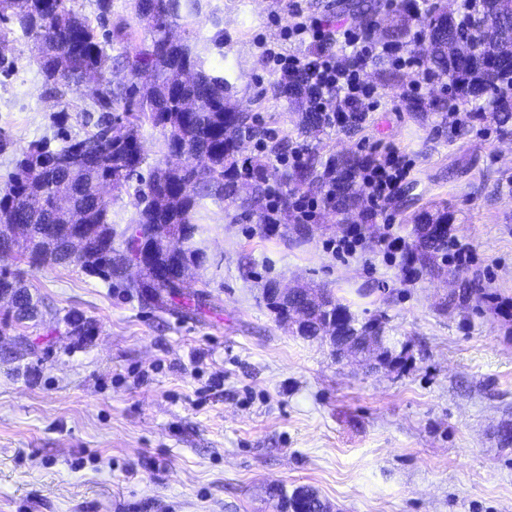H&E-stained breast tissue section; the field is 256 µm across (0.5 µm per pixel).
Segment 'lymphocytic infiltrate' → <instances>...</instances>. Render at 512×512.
Here are the masks:
<instances>
[{
	"instance_id": "obj_1",
	"label": "lymphocytic infiltrate",
	"mask_w": 512,
	"mask_h": 512,
	"mask_svg": "<svg viewBox=\"0 0 512 512\" xmlns=\"http://www.w3.org/2000/svg\"><path fill=\"white\" fill-rule=\"evenodd\" d=\"M290 10L292 21L281 42L264 44L263 63L279 79L297 80L309 110L319 113L326 127L354 120L366 102L380 99L378 88L363 79L367 66L377 58L416 69L417 81L408 87L406 97H417L422 83L435 79L403 45L374 41L368 32L350 25H333L323 16L307 12L300 0H292ZM413 167L411 159L395 149L363 162L359 191L368 207L361 223L349 225L330 241L337 257L353 256L363 248V227L375 223L382 226L377 247L384 259L393 262L403 254L405 240L392 224L389 206Z\"/></svg>"
}]
</instances>
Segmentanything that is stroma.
I'll return each instance as SVG.
<instances>
[{"label": "stroma", "mask_w": 512, "mask_h": 512, "mask_svg": "<svg viewBox=\"0 0 512 512\" xmlns=\"http://www.w3.org/2000/svg\"><path fill=\"white\" fill-rule=\"evenodd\" d=\"M187 15L196 50L233 86L242 109L319 163L395 148L414 162L391 205L405 241L416 214L448 213L452 233L475 246L477 265L440 253L400 265L326 250L358 213L319 207L314 223L279 216L276 233L238 198H207L195 219L207 253L185 296L156 307L79 267L30 271L40 314L17 321L0 303V512H276L266 494L309 486L331 512H512V318L478 292L512 298V128L492 119L451 130L442 84L423 90L416 116L401 98L415 73L389 59L365 78L383 93L358 131L299 129L300 109L274 95L261 42L289 24L286 0H198ZM460 0L380 6L375 41L402 27V44L436 8ZM223 45H216V37ZM0 74V175L36 140L87 131L88 88L46 96L31 42L15 34ZM67 112L58 125L59 112ZM331 290L359 321L379 319L400 363L374 368L336 357L321 339L285 325L269 286ZM91 322L80 336L68 317Z\"/></svg>", "instance_id": "obj_1"}]
</instances>
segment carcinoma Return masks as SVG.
Masks as SVG:
<instances>
[{
  "label": "carcinoma",
  "instance_id": "obj_1",
  "mask_svg": "<svg viewBox=\"0 0 512 512\" xmlns=\"http://www.w3.org/2000/svg\"><path fill=\"white\" fill-rule=\"evenodd\" d=\"M15 2L0 0V21H12L33 41L44 92L61 96L66 89L80 88L85 74L95 72L100 88L92 111L99 116L85 136L56 147L35 141L15 159L13 172L0 183V248L16 251L30 268L75 265L107 281L121 278L126 252L112 248L109 202L98 187L109 182L120 192L135 179L133 223L151 224L156 233L145 245L149 258L142 278L125 287L164 306L184 288L181 269L206 261L205 250L194 241L201 200L243 192L242 203L256 207L264 197L269 180L264 165H250L242 181L236 180L238 143L245 131L257 129L253 116L231 100L229 82L205 67L190 44V31L177 41L170 38L179 27L180 10L191 13L194 0H136L137 18L149 29L150 40L116 57L108 48L124 40L127 24L100 35L75 0H24L22 16ZM442 17L438 12L426 21L423 64L446 79L453 98L498 102V122L507 128L512 102L503 91L512 79V12H503L500 0H480L476 15L465 20L452 14L450 25L438 30L433 22ZM120 104L123 110L117 115ZM145 125L161 131L165 150V158L146 177L140 173L147 160L140 137ZM360 165L352 157L337 162L332 203L341 211L359 204ZM281 181L293 193L318 185L314 159L282 172ZM447 225L445 211L419 224L415 249L429 253L439 248ZM5 290L20 301L17 320L38 316L23 271H0V291ZM289 304L307 323L306 335L314 338L329 319L336 330L360 341L381 328L358 321L327 289L304 288ZM272 496L302 499L301 512H331L308 486L290 493L276 486Z\"/></svg>",
  "mask_w": 512,
  "mask_h": 512
}]
</instances>
